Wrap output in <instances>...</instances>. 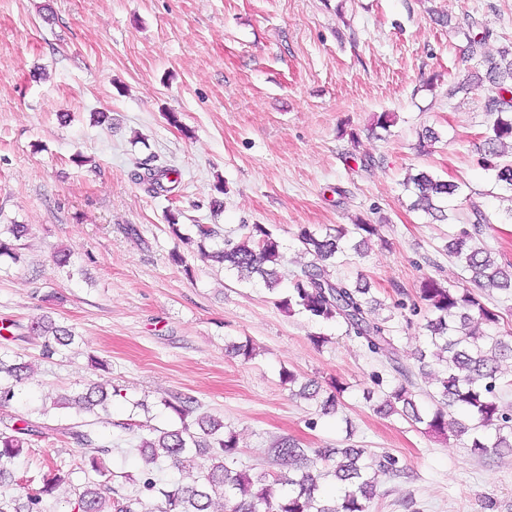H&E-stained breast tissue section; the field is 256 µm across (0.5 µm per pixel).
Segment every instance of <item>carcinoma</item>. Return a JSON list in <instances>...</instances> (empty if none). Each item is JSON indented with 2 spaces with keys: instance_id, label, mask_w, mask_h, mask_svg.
<instances>
[{
  "instance_id": "obj_1",
  "label": "carcinoma",
  "mask_w": 512,
  "mask_h": 512,
  "mask_svg": "<svg viewBox=\"0 0 512 512\" xmlns=\"http://www.w3.org/2000/svg\"><path fill=\"white\" fill-rule=\"evenodd\" d=\"M468 29L467 59L477 63L466 84L449 91L487 87L482 111L487 116L483 133V165L494 171L495 181L512 202V43H506L491 54L488 48L490 31L475 17L466 15ZM136 173L145 189L157 194L167 190L164 182H173L175 169L141 164ZM404 187L414 197L411 208L422 211L437 221L449 219L450 203L459 196L461 184L420 170L408 174ZM472 230H463L445 245L448 256L469 282L482 290L475 294L441 279L426 276L420 283L419 299L400 301L396 308L413 316L429 312L422 325L427 350L418 353V361L431 356L440 366L434 377L435 391L425 393L419 401L413 391V373L403 367L400 349L391 336L388 319L376 316L383 306L364 278L354 282L337 278L332 269L355 256L363 258L362 246L377 234V226L358 218L351 226H339L335 234H317L307 228L300 230L298 240L309 261L294 279L288 296L279 301L282 309L305 314L314 322L338 321L372 355L384 360L403 380L373 403L372 410L381 416L398 415L412 425H421L424 432L445 435L453 432L463 447L480 457L512 451V413L500 403L502 391L500 367L512 361V332L494 334L479 330L477 325H498L500 312L488 306L485 298L498 292L512 299V262L498 261L482 240L487 219L473 212ZM203 256H211L219 264L234 270L241 280H262L270 290L279 283L278 267L284 260L281 244L274 232L263 224H253L237 241L228 239L224 247ZM33 331L44 337L47 353L71 344L72 331L43 319ZM30 364L18 361L7 365L0 360V407H6L16 396L15 384L26 378ZM345 386L332 385L327 396L315 380L300 385L297 396L320 401L322 414L335 413L341 406ZM108 393L98 386L87 388L75 399L62 397L54 406L65 409L72 404L87 410L106 407ZM167 407L179 418L174 429H151V435L140 438L138 450L144 460L137 486L132 495L107 496L100 484L88 481L74 489L70 501L74 512H212L214 498L224 499V512H371L377 495L378 477H393L403 472L398 458L389 454L374 457L364 448H319L309 458L298 443L282 438L272 443L268 454L289 472L256 476L234 468L238 439L224 431V423L210 416L191 417L190 401L169 402ZM37 432V425L19 419L4 423L0 429V512H48L45 499L68 478V474L52 469L43 474L40 484L18 486L13 495L5 488L16 482L11 470L23 450L29 447L28 437ZM71 438L86 449L85 465L100 471L98 454L107 452L88 433L75 431ZM205 456L208 464L199 468L191 486L177 481H162L157 471L166 463L176 468L197 466V458Z\"/></svg>"
}]
</instances>
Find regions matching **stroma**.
Listing matches in <instances>:
<instances>
[{
  "instance_id": "stroma-1",
  "label": "stroma",
  "mask_w": 512,
  "mask_h": 512,
  "mask_svg": "<svg viewBox=\"0 0 512 512\" xmlns=\"http://www.w3.org/2000/svg\"><path fill=\"white\" fill-rule=\"evenodd\" d=\"M435 9L448 23H435ZM468 14L490 29L491 47L512 41V0H0V224L28 227L20 261L0 258V359L32 366L0 420L41 427L18 478L51 465L69 472L50 512H70L88 480L69 429L110 444L98 481L127 494L143 467L142 426L168 427L163 403L179 397L237 433L238 468L278 471L267 450L280 437L313 450L353 444L405 468L381 478L372 512H406L408 501L416 512H512V454L484 459L375 414L367 391H389L399 375L343 324L277 305L301 273L300 228L364 218L378 233L336 274L370 282L414 371L422 318L393 304L426 275L460 282L444 245L473 210L491 222L483 240L495 257L512 260V215L479 151L483 93L452 91L475 68L463 59ZM96 112L111 123L95 124ZM382 112L396 115L386 131L373 125ZM426 126L439 140L423 155L414 146ZM145 161L178 170L172 191L137 184ZM411 168L462 183L453 220L410 209ZM199 224L217 231L204 248L180 241ZM252 224L282 243L277 290L206 258ZM60 249L70 265L53 264ZM46 317L74 334L49 358L31 330ZM314 333L327 343L314 345ZM231 340L250 341L253 357L228 354ZM285 369L342 382L339 416L291 397ZM91 384L113 392L109 412L74 405L41 416L45 402Z\"/></svg>"
}]
</instances>
